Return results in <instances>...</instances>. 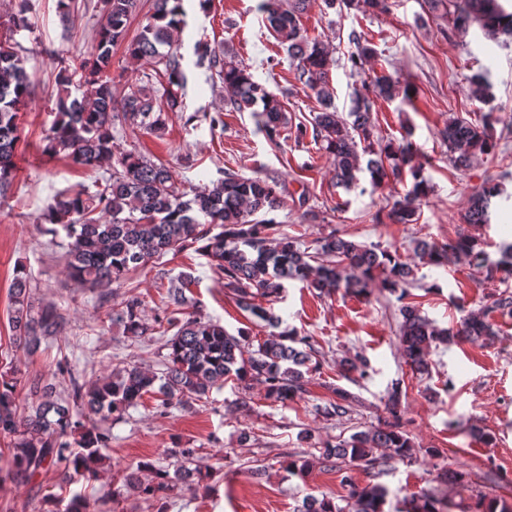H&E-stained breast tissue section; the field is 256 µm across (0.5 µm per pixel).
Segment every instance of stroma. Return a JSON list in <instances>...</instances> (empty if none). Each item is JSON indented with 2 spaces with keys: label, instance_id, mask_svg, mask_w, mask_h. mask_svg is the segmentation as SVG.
<instances>
[{
  "label": "stroma",
  "instance_id": "obj_1",
  "mask_svg": "<svg viewBox=\"0 0 512 512\" xmlns=\"http://www.w3.org/2000/svg\"><path fill=\"white\" fill-rule=\"evenodd\" d=\"M260 0H184L187 26L179 37L187 83L176 112L170 113L162 136L131 126L116 135L121 150L139 152L174 171L188 188H200L222 178L224 169L246 177L273 176L286 187L284 204L273 211L275 238H288L300 247H315L331 231L354 240L398 251L417 264L411 301L441 327L456 325L469 311L490 303L499 285L481 282L479 274L461 262L446 268L418 265L415 246L419 238L444 242L461 230L485 244L491 259L503 245L512 243V125L493 130L494 153L479 154L468 167L454 168L439 132L449 117L480 122L488 111L512 114V37L490 36L479 25L455 30L443 11L431 10L424 0H389V12L327 9L323 0L302 16L308 36L320 37L335 49L336 62L329 76L336 90V108L347 113L353 94L365 75L387 69L407 79L414 88L411 101L378 102L373 114L375 134L383 141H399L405 127L430 159L424 176L430 192L416 221L396 224L375 221L387 198L405 192L402 183L373 186L368 172L359 175L355 190L336 187L332 159L311 140L296 141L293 131L270 142L249 112H231L224 104V85L207 68L198 66L197 42L212 49L229 50L251 69L255 79L280 95L293 122L310 124L317 106L313 94L293 79V65L283 46L270 34L257 9ZM20 0H0V34L12 33L25 56L31 94L23 111L20 172L11 193L0 196V368L16 369L20 386L16 403L27 408L26 380L64 389L57 371L69 360L81 381L94 382L119 369L138 365L162 367L165 350L160 336L125 335L120 324L108 318L130 297L143 303L146 319L166 308V284L191 274L187 290L189 310L219 321L229 333L248 328L254 341L268 334L264 324L249 322L224 287L208 257L195 251L165 254L131 272L120 282L88 290L68 276L64 261V235L40 223L46 206L62 191L93 189L109 174L110 165L90 170L72 166L44 152V135L56 118L57 78L64 62L90 52L92 35L102 21L100 0H73L68 24H61L58 0H30L27 28L11 30L10 20ZM362 31L377 50L376 61L354 72L348 61V35ZM486 70L492 85L489 104L473 101L468 78ZM222 125L211 127L212 117ZM487 183L500 184L503 193L491 202V221L465 226L462 217L472 193ZM30 275L34 304H55L65 323L52 336L43 337L38 349L14 347L8 317L9 285L15 267ZM396 295L375 287L369 299L350 294L320 295L301 283H289L281 302L274 306L285 327L311 337L320 353L321 369L312 375L305 399L282 406L269 405L261 386L248 395L251 405L239 407L241 394L234 383L212 391L207 401L173 405L159 414L153 397L129 409L112 423V449L99 468L98 479L66 478L51 471L28 485L0 489V512H35L43 495L70 498L84 492L95 501V512H157L155 501L124 487L117 471L151 461L175 468L174 448H193L195 464L209 493L170 492L168 512H296L306 495H325L345 506L348 487L336 471L313 464L301 475L288 473V458L310 457L313 447L378 425L388 419L385 402L396 380L407 392L401 400L402 429L414 446L411 461L395 463L381 475L352 467L359 487L380 485L387 491L385 512H400L403 499L427 490L448 499V512H475L485 498L512 503V319L492 315L498 334L494 341H462L433 348L430 372L413 376L398 342ZM363 353L370 362V377L344 373L341 361ZM357 394L360 402L350 417L336 420L316 415L314 406L328 395L327 384ZM309 431L310 443L299 440ZM249 433L241 442V433ZM444 458L449 468L464 472L455 490L436 479L433 464Z\"/></svg>",
  "mask_w": 512,
  "mask_h": 512
}]
</instances>
